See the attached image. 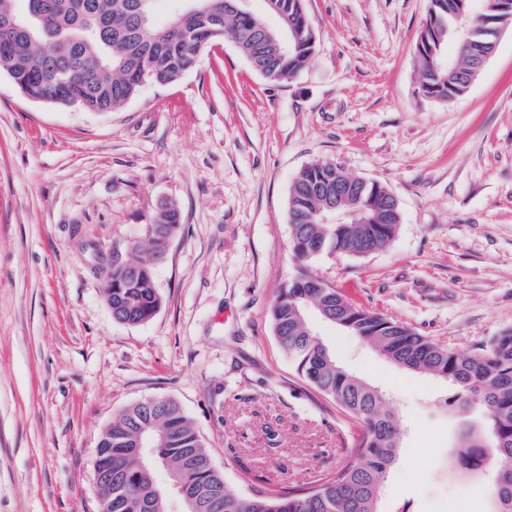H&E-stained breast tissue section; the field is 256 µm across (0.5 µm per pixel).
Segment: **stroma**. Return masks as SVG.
<instances>
[{"label": "stroma", "mask_w": 512, "mask_h": 512, "mask_svg": "<svg viewBox=\"0 0 512 512\" xmlns=\"http://www.w3.org/2000/svg\"><path fill=\"white\" fill-rule=\"evenodd\" d=\"M429 0H304L308 65L266 80L224 37L196 69L95 114L33 100L0 71V512H99L94 451L121 409L177 400L231 491L314 480L349 456L352 420L299 376L270 308L300 269L289 187L330 160L385 185L402 224L364 258L309 271L450 350L512 330V27L463 96L418 91ZM180 228L154 267L162 306L115 321L99 269L163 205ZM404 434L379 512L488 508L456 463L447 381L407 372L313 319Z\"/></svg>", "instance_id": "obj_1"}]
</instances>
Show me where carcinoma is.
<instances>
[{"label":"carcinoma","mask_w":512,"mask_h":512,"mask_svg":"<svg viewBox=\"0 0 512 512\" xmlns=\"http://www.w3.org/2000/svg\"><path fill=\"white\" fill-rule=\"evenodd\" d=\"M0 0V69L20 81L38 100L74 105L106 114L136 97L142 82L172 84L198 66L202 51L232 36L252 68L270 82L296 76L309 62L315 33L303 0H263L278 19L270 27L254 12L235 14L226 0H197L191 15L179 12L166 25L154 23L157 0ZM416 55L419 90L432 98L459 97L488 47L487 19L498 16L489 0H433ZM298 42L288 49L287 42ZM455 54L446 53L448 43ZM340 165L315 161L303 167L289 189L291 250L301 265L323 258H363L388 245L402 223L395 198L376 182L349 194L346 224L311 222L325 207L328 192L312 186L336 185ZM143 242L131 246L139 257L115 260L112 315L127 325L152 320L162 297L153 275L155 256L179 228L173 208L148 225ZM319 278L299 272L270 309L274 336L305 381L333 399L359 427L356 452L316 479L277 492L249 485L230 491L211 462L206 446L180 404L172 398H144L119 411L98 444L112 452V507L106 512H167V489L157 486L153 468L168 470L192 505L187 512H377L389 469L396 458L400 428L383 394L336 364L306 318L328 309L347 313L341 327L399 367L432 374L454 385L465 398L461 412L481 408V431L460 430L457 463L467 470L486 466L487 453L500 464L488 484L487 512H512V331L490 338L469 356H459L411 327L356 306L334 288H315ZM166 439L151 460L137 457L140 439Z\"/></svg>","instance_id":"cac0c4a2"}]
</instances>
